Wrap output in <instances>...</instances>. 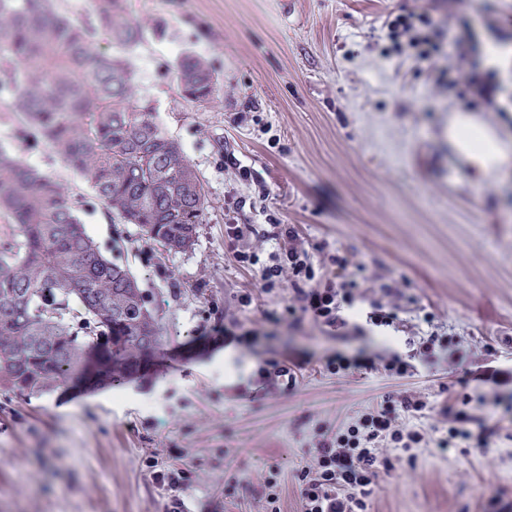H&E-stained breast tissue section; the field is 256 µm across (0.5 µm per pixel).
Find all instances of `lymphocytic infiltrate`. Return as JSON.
I'll return each mask as SVG.
<instances>
[{
	"label": "lymphocytic infiltrate",
	"mask_w": 512,
	"mask_h": 512,
	"mask_svg": "<svg viewBox=\"0 0 512 512\" xmlns=\"http://www.w3.org/2000/svg\"><path fill=\"white\" fill-rule=\"evenodd\" d=\"M427 14H410L391 22V37L408 36L409 44L421 61H431L441 53L438 34ZM271 239L288 238L287 250L273 254L272 265L266 267L262 287L273 291L282 279H289L293 295L285 308L294 321L304 319L327 326H346L343 308L353 306L355 290L359 286L355 274L349 273L343 258H336L339 272L335 279L319 284L308 251L295 244V230L287 224L275 225ZM488 396L463 398L458 405L446 408L449 420L446 435L436 438L437 447H449L452 441H476L486 447L485 439H473L471 426L479 420V413L488 403ZM427 401L417 395L403 394L385 397L380 404L369 408L355 425L344 430H323L315 448L313 465L305 467L298 476V491L302 512H367L377 490L379 469H392L390 456L381 454L382 446L389 445L404 451L425 440L415 428L403 426L400 414L410 416L422 413Z\"/></svg>",
	"instance_id": "f902f5d3"
}]
</instances>
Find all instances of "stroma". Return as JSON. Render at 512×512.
Listing matches in <instances>:
<instances>
[{"instance_id":"obj_1","label":"stroma","mask_w":512,"mask_h":512,"mask_svg":"<svg viewBox=\"0 0 512 512\" xmlns=\"http://www.w3.org/2000/svg\"><path fill=\"white\" fill-rule=\"evenodd\" d=\"M144 25L127 52L141 93L192 162L206 194L193 247L169 254L114 219L43 140L22 138L0 99V147L67 183L86 233L127 264L159 316V371L93 395L0 394V512H176L148 461L190 473L186 512H301L297 476L314 461L320 426L345 428L385 396L429 401L416 421L446 432L443 410L491 390L501 403L472 441L424 444L380 470L368 512H502L512 504V161L492 178L448 145V115L466 112L512 138V76L499 74L501 111L469 102L448 77L483 63L486 42L512 45V0H124ZM425 12L471 45L467 60L431 64L397 51L387 26ZM208 59L211 102L184 100L173 80L185 52ZM293 225L318 279L333 257L361 269L349 313L361 332L292 322L289 283L261 289L277 251L271 222ZM230 223L247 225L229 237ZM254 253L252 265L237 252ZM391 293H384V286ZM250 303H243V296ZM396 314L367 323L371 302ZM251 330L249 345L225 326ZM449 342L430 366L413 355L428 331ZM464 360H457L456 352ZM369 358L329 373L327 358ZM412 364L386 375L392 360ZM274 360L295 386L262 384ZM492 430L489 446L474 439Z\"/></svg>"}]
</instances>
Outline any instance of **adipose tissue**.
I'll return each mask as SVG.
<instances>
[{
	"label": "adipose tissue",
	"mask_w": 512,
	"mask_h": 512,
	"mask_svg": "<svg viewBox=\"0 0 512 512\" xmlns=\"http://www.w3.org/2000/svg\"><path fill=\"white\" fill-rule=\"evenodd\" d=\"M448 142L484 175H494L512 155V148L473 117L455 112L448 117Z\"/></svg>",
	"instance_id": "1"
}]
</instances>
